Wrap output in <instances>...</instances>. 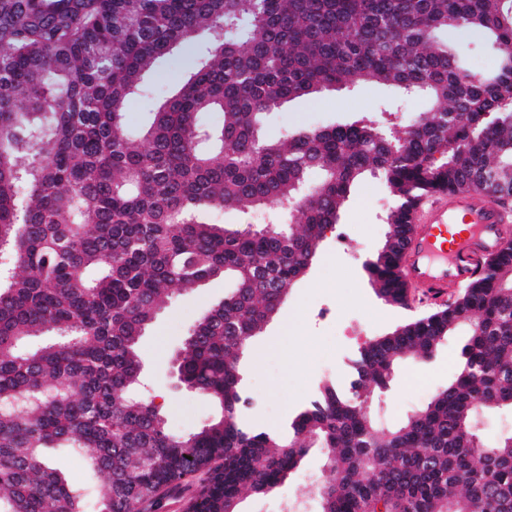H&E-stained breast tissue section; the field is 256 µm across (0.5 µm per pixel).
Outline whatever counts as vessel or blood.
I'll use <instances>...</instances> for the list:
<instances>
[{"label":"vessel or blood","mask_w":512,"mask_h":512,"mask_svg":"<svg viewBox=\"0 0 512 512\" xmlns=\"http://www.w3.org/2000/svg\"><path fill=\"white\" fill-rule=\"evenodd\" d=\"M412 224L401 276L443 301L449 289L474 277L479 259L502 249L512 232V211L490 195L452 190L423 200ZM455 224L467 225L466 234L452 232Z\"/></svg>","instance_id":"b4317fda"}]
</instances>
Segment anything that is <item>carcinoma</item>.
Here are the masks:
<instances>
[{
  "mask_svg": "<svg viewBox=\"0 0 512 512\" xmlns=\"http://www.w3.org/2000/svg\"><path fill=\"white\" fill-rule=\"evenodd\" d=\"M449 30L512 44V0H0V512H87V489L46 448L99 475V512H143L206 468L192 512H220L279 487L312 448L327 455L320 512H512V433L489 442L478 428L512 409V241L456 300L361 347L348 391L324 385L282 433L240 417L247 340L365 177L393 197L368 269L400 308L394 269L423 196L472 188L512 203V64L470 67ZM185 43L189 75L132 138L144 74ZM361 84L429 108L384 136L369 118L262 135L287 102ZM206 112L222 124L203 127ZM272 205L303 223L196 218ZM219 277L235 287L188 329L175 371L221 414L175 435L153 400L129 395L140 340L174 292ZM463 327L457 372L423 408L385 427L363 406Z\"/></svg>",
  "mask_w": 512,
  "mask_h": 512,
  "instance_id": "1",
  "label": "carcinoma"
}]
</instances>
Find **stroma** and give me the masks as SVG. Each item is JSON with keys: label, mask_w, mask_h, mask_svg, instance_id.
Here are the masks:
<instances>
[{"label": "stroma", "mask_w": 512, "mask_h": 512, "mask_svg": "<svg viewBox=\"0 0 512 512\" xmlns=\"http://www.w3.org/2000/svg\"><path fill=\"white\" fill-rule=\"evenodd\" d=\"M423 107L420 99H403L387 87L365 84L287 103L267 115L265 129L327 126L364 116L387 129L398 114ZM391 203L382 180L369 177L361 182L343 205L334 231L321 242L307 275L289 291L279 314L251 339L241 360L251 399L242 412L248 424L270 432L283 430L289 416L316 397L322 382H334L341 389L348 386L350 361L367 339L436 311V303L421 288L410 289V305L405 309L386 304L374 292L366 264L385 240L389 227L383 215ZM340 233L356 242L357 250L341 247L336 240ZM229 286V281L216 279L196 290L175 293L142 338L144 391L159 405L172 432L197 430L216 413L206 396L179 386L170 360L190 324L203 309L223 299ZM466 338L465 331H457L438 348L425 367L427 385H413V366L400 364L388 391L375 401L382 419L395 423L425 406L456 372L457 353ZM324 475L321 453L311 450L277 491L244 496L238 512H283L285 504L295 501L306 502L310 512H316L318 505L309 490Z\"/></svg>", "instance_id": "stroma-1"}]
</instances>
